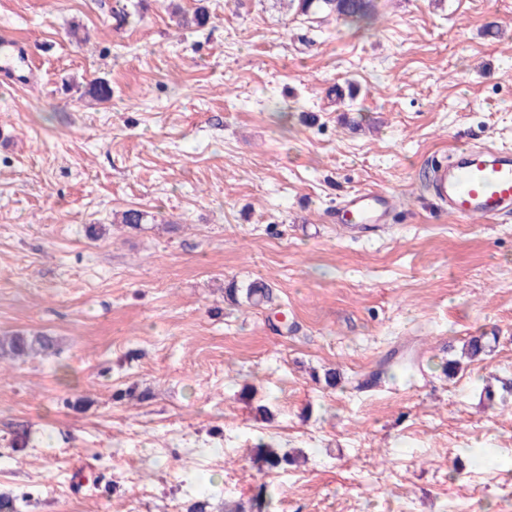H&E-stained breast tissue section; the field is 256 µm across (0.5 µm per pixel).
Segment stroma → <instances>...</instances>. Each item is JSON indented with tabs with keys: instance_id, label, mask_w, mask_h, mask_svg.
<instances>
[{
	"instance_id": "obj_1",
	"label": "stroma",
	"mask_w": 512,
	"mask_h": 512,
	"mask_svg": "<svg viewBox=\"0 0 512 512\" xmlns=\"http://www.w3.org/2000/svg\"><path fill=\"white\" fill-rule=\"evenodd\" d=\"M177 2L209 23L178 27L168 0H0L37 67L21 88L0 70V335L53 341L0 361V497L505 512L512 212L453 217L426 176L457 145L512 147V0H375L358 21ZM365 189L397 210L341 223ZM126 209L147 223H114ZM254 280L272 302L225 300ZM480 334L490 355L446 377ZM330 367L333 389L313 379ZM261 443L303 460L257 470Z\"/></svg>"
}]
</instances>
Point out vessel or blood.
Masks as SVG:
<instances>
[{
	"label": "vessel or blood",
	"mask_w": 512,
	"mask_h": 512,
	"mask_svg": "<svg viewBox=\"0 0 512 512\" xmlns=\"http://www.w3.org/2000/svg\"><path fill=\"white\" fill-rule=\"evenodd\" d=\"M435 198L460 218L488 219L512 210V148L457 150L432 172ZM394 207L386 192L362 190L342 203L341 219L349 223L379 224Z\"/></svg>",
	"instance_id": "1"
}]
</instances>
